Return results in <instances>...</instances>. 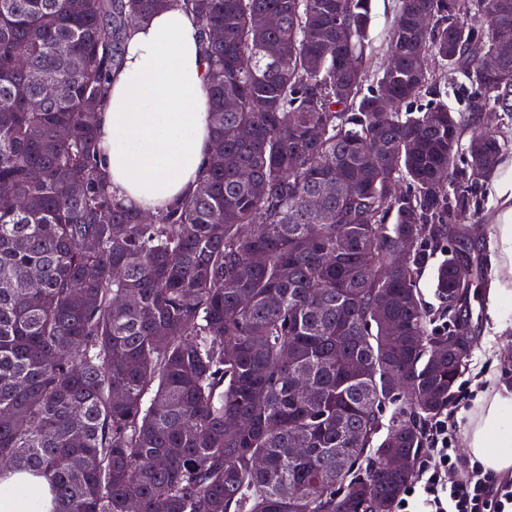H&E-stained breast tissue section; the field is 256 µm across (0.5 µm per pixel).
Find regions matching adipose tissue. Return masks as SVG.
Listing matches in <instances>:
<instances>
[{"label":"adipose tissue","instance_id":"1","mask_svg":"<svg viewBox=\"0 0 512 512\" xmlns=\"http://www.w3.org/2000/svg\"><path fill=\"white\" fill-rule=\"evenodd\" d=\"M204 33L180 6L135 24L121 66L107 81L97 114L99 160L111 190L145 212L191 191L212 144ZM499 236L488 262L499 277L487 293L491 313L512 301V178L490 188ZM466 462L490 475H512V383L479 396L465 426ZM43 478L11 473L0 480V512H51Z\"/></svg>","mask_w":512,"mask_h":512}]
</instances>
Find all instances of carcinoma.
Instances as JSON below:
<instances>
[{
  "label": "carcinoma",
  "instance_id": "1",
  "mask_svg": "<svg viewBox=\"0 0 512 512\" xmlns=\"http://www.w3.org/2000/svg\"><path fill=\"white\" fill-rule=\"evenodd\" d=\"M168 2L0 0V476L45 477L52 512H392L415 471L386 461L417 463L473 346L439 351L431 325L466 306L461 265L488 272L444 251L439 313L420 276L464 227L490 231L472 187L512 146L448 108V74L512 111V48L491 35L512 0H400L374 79L371 0H179L223 149L146 222L109 192L83 104L106 106L128 31ZM266 12L279 27L253 26ZM49 79L59 94L31 110Z\"/></svg>",
  "mask_w": 512,
  "mask_h": 512
}]
</instances>
